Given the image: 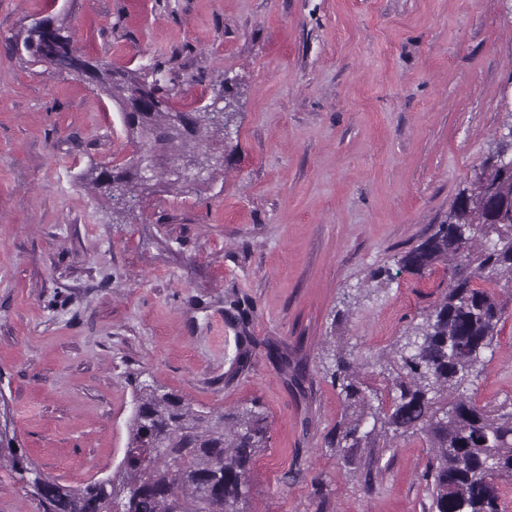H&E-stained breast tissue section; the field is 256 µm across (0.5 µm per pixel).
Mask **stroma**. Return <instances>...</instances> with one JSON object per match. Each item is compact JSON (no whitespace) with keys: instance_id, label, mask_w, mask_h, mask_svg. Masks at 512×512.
Here are the masks:
<instances>
[{"instance_id":"1","label":"stroma","mask_w":512,"mask_h":512,"mask_svg":"<svg viewBox=\"0 0 512 512\" xmlns=\"http://www.w3.org/2000/svg\"><path fill=\"white\" fill-rule=\"evenodd\" d=\"M41 21L112 68L164 62L182 112L233 79L223 172L113 205L85 175L132 153L121 114L33 61ZM511 126L512 0H0V395L21 448L67 485L113 475L139 374L265 417L246 512H430L423 435L352 466L329 447L327 354L375 363L441 299L443 266L397 261ZM236 298L254 307L241 370ZM463 394L512 404L511 302Z\"/></svg>"}]
</instances>
